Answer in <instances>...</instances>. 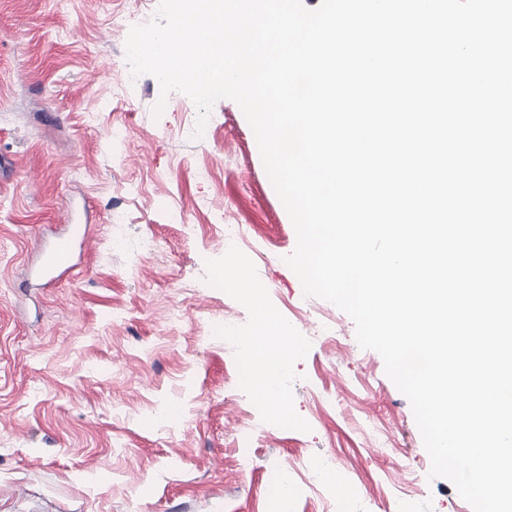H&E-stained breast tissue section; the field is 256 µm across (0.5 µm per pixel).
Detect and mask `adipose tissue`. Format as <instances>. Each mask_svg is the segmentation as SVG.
I'll return each mask as SVG.
<instances>
[{
	"label": "adipose tissue",
	"mask_w": 512,
	"mask_h": 512,
	"mask_svg": "<svg viewBox=\"0 0 512 512\" xmlns=\"http://www.w3.org/2000/svg\"><path fill=\"white\" fill-rule=\"evenodd\" d=\"M236 279L243 299L256 313L252 340L246 348L250 363L246 384L271 414L287 415L288 407L279 396L280 378L287 372L298 344L291 327L265 306L262 288L253 285L244 273H237Z\"/></svg>",
	"instance_id": "ef3b65f1"
}]
</instances>
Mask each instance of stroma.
<instances>
[{"instance_id": "obj_1", "label": "stroma", "mask_w": 512, "mask_h": 512, "mask_svg": "<svg viewBox=\"0 0 512 512\" xmlns=\"http://www.w3.org/2000/svg\"><path fill=\"white\" fill-rule=\"evenodd\" d=\"M156 11L0 0V512H473L429 478L381 355L286 264L296 231L240 106L218 100L201 128L153 75L119 83L128 27ZM73 224L76 273L29 287ZM234 268L300 345L287 417L238 372L254 314Z\"/></svg>"}]
</instances>
